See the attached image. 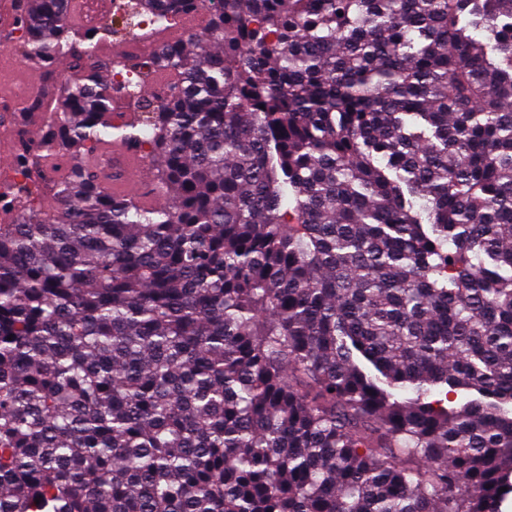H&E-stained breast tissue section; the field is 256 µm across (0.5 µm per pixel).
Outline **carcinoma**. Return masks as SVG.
I'll return each instance as SVG.
<instances>
[{
  "label": "carcinoma",
  "mask_w": 512,
  "mask_h": 512,
  "mask_svg": "<svg viewBox=\"0 0 512 512\" xmlns=\"http://www.w3.org/2000/svg\"><path fill=\"white\" fill-rule=\"evenodd\" d=\"M125 8L207 20L103 59L15 0L69 75L0 185V512H502L512 0ZM112 140L164 203L84 167Z\"/></svg>",
  "instance_id": "cac0c4a2"
}]
</instances>
